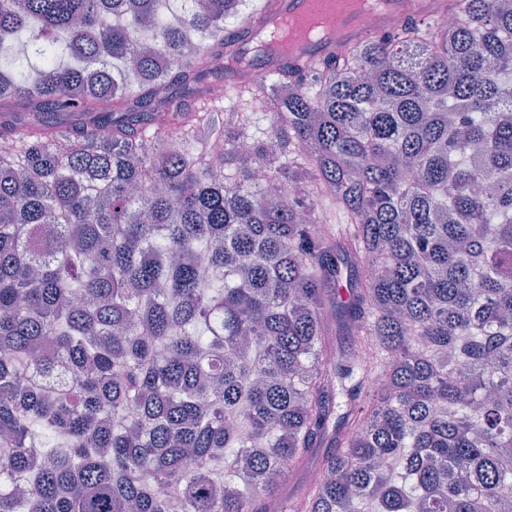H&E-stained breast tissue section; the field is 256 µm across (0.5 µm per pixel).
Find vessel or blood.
<instances>
[{
	"label": "vessel or blood",
	"instance_id": "vessel-or-blood-1",
	"mask_svg": "<svg viewBox=\"0 0 512 512\" xmlns=\"http://www.w3.org/2000/svg\"><path fill=\"white\" fill-rule=\"evenodd\" d=\"M385 12L373 21H359L352 15L339 11L335 0H267L263 11L248 19L226 38L232 43L234 53L247 59V69L226 68L227 80L238 82L245 75L265 77L281 69H289L295 76L308 74V64L313 60H327L340 56L346 46H358L370 40L386 37L400 26L413 20L433 22L443 7L442 0H417L414 8H407L404 0H383ZM311 14L335 19L342 31L340 39L303 45L285 55L260 51L261 43L268 41L278 22L285 16L303 18Z\"/></svg>",
	"mask_w": 512,
	"mask_h": 512
}]
</instances>
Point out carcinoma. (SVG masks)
<instances>
[{
  "label": "carcinoma",
  "instance_id": "obj_1",
  "mask_svg": "<svg viewBox=\"0 0 512 512\" xmlns=\"http://www.w3.org/2000/svg\"><path fill=\"white\" fill-rule=\"evenodd\" d=\"M169 2L0 0V512H512V4L213 97Z\"/></svg>",
  "mask_w": 512,
  "mask_h": 512
}]
</instances>
